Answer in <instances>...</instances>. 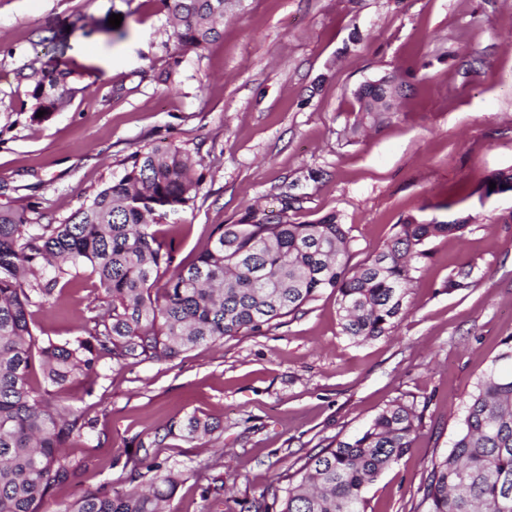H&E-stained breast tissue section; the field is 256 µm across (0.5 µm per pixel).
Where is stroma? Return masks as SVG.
I'll list each match as a JSON object with an SVG mask.
<instances>
[{
  "instance_id": "obj_1",
  "label": "stroma",
  "mask_w": 512,
  "mask_h": 512,
  "mask_svg": "<svg viewBox=\"0 0 512 512\" xmlns=\"http://www.w3.org/2000/svg\"><path fill=\"white\" fill-rule=\"evenodd\" d=\"M220 27L206 49L177 54L155 0H0V207L61 223L136 151L171 144L202 183L155 230L186 262L215 225L251 205L273 209L284 193L302 199L298 222L336 213L357 262L411 215L468 226L429 243L392 335L350 340L325 292L261 332L171 361L105 357L89 378L52 390L93 426L68 448L73 473L41 512H65L100 486L128 488L154 460L186 473L170 512H247L278 474L398 398L424 405L422 425L366 496L371 512H416L463 400L512 336V193L482 194L512 170V0H236ZM51 58L75 66L83 90L36 121L26 76ZM392 75L397 111L362 123L357 88ZM468 265L474 287L446 291ZM106 307L84 270L32 307V327L62 343ZM188 415L219 429L186 440L170 425Z\"/></svg>"
}]
</instances>
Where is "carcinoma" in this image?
<instances>
[{
	"mask_svg": "<svg viewBox=\"0 0 512 512\" xmlns=\"http://www.w3.org/2000/svg\"><path fill=\"white\" fill-rule=\"evenodd\" d=\"M228 0H158L171 14L174 50L197 49L221 37L216 20ZM59 61L40 70L33 112L51 114L79 88ZM201 177L175 146L137 151L124 174L60 224L29 223L25 212L0 208V512H40L50 490L73 469L62 454L90 423L51 404L49 389L89 376L103 357L118 365L175 359L191 348L259 332L328 291L336 296L342 333L353 340L391 335L407 312V296L426 244L467 224L408 217L360 264L351 263L348 231L334 213L296 223L300 199L287 194L279 214L249 207L233 224H218L210 246L185 265L151 227L190 206ZM89 269L107 298L72 341L40 342L29 307L48 302L58 286ZM475 285L460 267L443 287ZM477 379L464 403L452 446L431 462L419 507L424 512H512V336ZM41 370L46 389L29 378ZM422 424L416 401L397 398L352 436L334 439L293 473L277 477L272 501L254 512H367V487L412 449ZM218 426L195 416L179 431L187 440ZM146 488L86 491L65 512H166L184 473L163 463Z\"/></svg>",
	"mask_w": 512,
	"mask_h": 512,
	"instance_id": "1",
	"label": "carcinoma"
}]
</instances>
